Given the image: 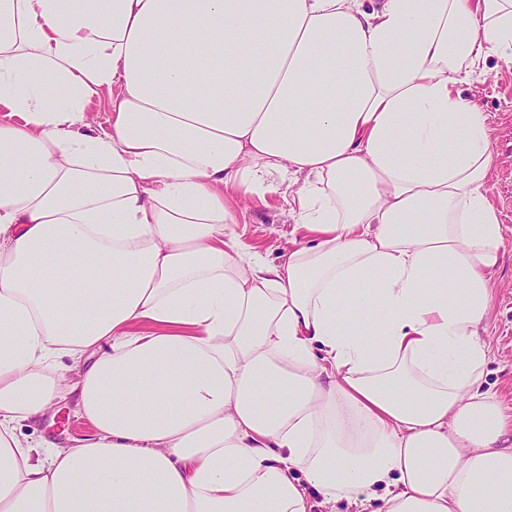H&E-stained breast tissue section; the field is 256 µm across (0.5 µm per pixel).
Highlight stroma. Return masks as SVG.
<instances>
[{"label":"stroma","instance_id":"stroma-1","mask_svg":"<svg viewBox=\"0 0 512 512\" xmlns=\"http://www.w3.org/2000/svg\"><path fill=\"white\" fill-rule=\"evenodd\" d=\"M487 113L495 142L496 157L489 184V199L504 226L503 255L491 274L492 307L483 333L491 346L485 366L486 387L496 392L512 413V64L489 58L463 85ZM225 203L236 210L239 230L247 242L262 251L272 263L279 262L301 239L296 219L280 196L242 204L233 190H225ZM93 427L81 417L73 402L54 406L39 419L22 423L20 438L48 439L61 445L91 436Z\"/></svg>","mask_w":512,"mask_h":512}]
</instances>
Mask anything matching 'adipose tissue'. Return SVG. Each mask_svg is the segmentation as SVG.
Instances as JSON below:
<instances>
[{
  "label": "adipose tissue",
  "mask_w": 512,
  "mask_h": 512,
  "mask_svg": "<svg viewBox=\"0 0 512 512\" xmlns=\"http://www.w3.org/2000/svg\"><path fill=\"white\" fill-rule=\"evenodd\" d=\"M491 57L512 0H0V512H512ZM112 117V112H110L109 101L106 97L101 100H93L85 111L84 114V123L89 124L91 128L97 129L102 126L107 128ZM224 199L226 205L237 212L244 239L261 250L269 262L278 263L300 243L302 238L295 229L296 219L280 196L267 195L264 202L255 199L246 209L231 188L224 191ZM17 433L21 439L30 441L46 438L61 445H71L77 439L91 436L93 427L80 416L72 401H66L39 419L23 422Z\"/></svg>",
  "instance_id": "ef3b65f1"
}]
</instances>
